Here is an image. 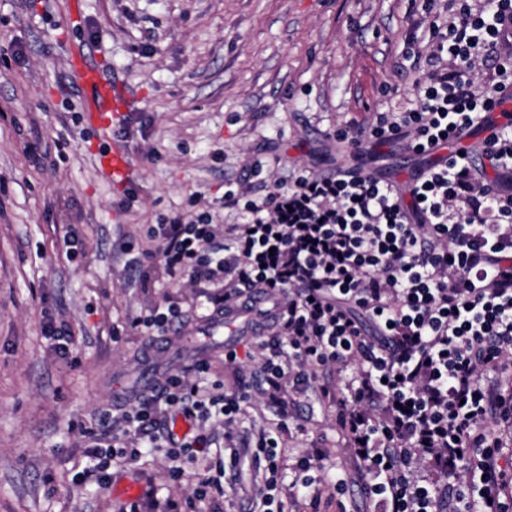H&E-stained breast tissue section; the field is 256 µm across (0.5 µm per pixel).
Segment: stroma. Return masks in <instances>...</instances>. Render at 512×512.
I'll return each mask as SVG.
<instances>
[{
    "label": "stroma",
    "instance_id": "1",
    "mask_svg": "<svg viewBox=\"0 0 512 512\" xmlns=\"http://www.w3.org/2000/svg\"><path fill=\"white\" fill-rule=\"evenodd\" d=\"M71 1L0 0V512H161L185 503L193 481H172L149 447L113 468L108 488L74 481L86 463L79 423L128 410L148 376L218 362L228 342L246 354L254 339L199 334L195 318L154 342L128 329L152 303L186 308L199 295L143 288L130 251L153 248L148 226L176 213L234 223L224 185L247 182L255 162L276 178L332 173L344 159L336 128L411 98L406 36L420 14L413 0ZM80 45L125 86L130 134L88 122ZM116 143L133 166L122 183L99 163ZM362 161L390 177L428 163L377 143ZM47 315L71 330L73 354L42 335ZM296 413L305 429L285 437L293 453L325 449L323 479L347 468L335 407L309 391Z\"/></svg>",
    "mask_w": 512,
    "mask_h": 512
}]
</instances>
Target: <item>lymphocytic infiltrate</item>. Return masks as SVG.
<instances>
[{
    "instance_id": "f902f5d3",
    "label": "lymphocytic infiltrate",
    "mask_w": 512,
    "mask_h": 512,
    "mask_svg": "<svg viewBox=\"0 0 512 512\" xmlns=\"http://www.w3.org/2000/svg\"><path fill=\"white\" fill-rule=\"evenodd\" d=\"M429 51H410L421 73L408 107L374 113L336 130L358 151L363 140L399 144L416 156L462 134L494 126L487 166L464 158L420 168L405 185L340 166L264 176L227 187L235 223L210 213L177 214L150 225L156 247L138 265L168 287L206 285L215 313L249 292L266 294L269 326L261 363L234 394L194 375H165L119 417L100 411L81 427L86 467L76 480L108 487L113 463H135L139 439L183 416L224 425V445L200 432L169 436L173 480L207 454L220 473L241 468L236 444L243 407L264 397L280 408L276 429L251 442L249 512H289L304 491L311 512L335 507L361 482L374 512H512V120L493 114L512 89V0H423ZM175 303L154 305L128 326L162 336L183 321ZM317 387L336 403V428L352 469L319 481L311 456L281 441L295 422V396ZM218 477L197 478L193 512H221Z\"/></svg>"
}]
</instances>
